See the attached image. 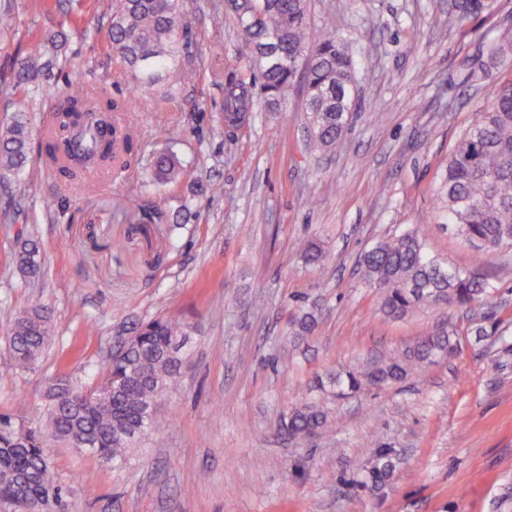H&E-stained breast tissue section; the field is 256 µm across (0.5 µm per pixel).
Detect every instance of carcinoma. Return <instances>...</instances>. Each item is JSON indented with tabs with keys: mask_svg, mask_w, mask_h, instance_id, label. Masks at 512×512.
Here are the masks:
<instances>
[{
	"mask_svg": "<svg viewBox=\"0 0 512 512\" xmlns=\"http://www.w3.org/2000/svg\"><path fill=\"white\" fill-rule=\"evenodd\" d=\"M495 0H451L450 19L456 24L492 7ZM112 49L131 68L152 79L165 73L171 85H180L196 73L179 63L185 38L180 0H111ZM233 18L257 66L264 92L271 99L288 95L302 79L305 112L313 145L334 149L350 125L354 88V49L329 27L313 28L308 0H233ZM62 56V40L54 34L22 58L16 71L20 86L38 84L51 76ZM124 105L92 91H64L52 111L55 130L77 127L94 141L93 129L102 118ZM256 108L253 85L244 80L224 91V119L233 125L250 119ZM31 130L21 118L0 129V176L19 177L28 163ZM137 146L128 132L117 151L98 146L88 155L56 154L45 147V167L74 182L94 176L87 161L98 166L120 163ZM180 163L165 148L155 153L151 179L169 184L178 178ZM442 211L449 224L484 253L512 249V80L499 85L491 103L474 113L471 124L448 155L439 190ZM34 241H22L16 253L19 272L34 276L39 266ZM358 265L366 287L379 294L380 310L397 319L417 308L482 309L477 335L497 333L492 305L493 286L482 259L466 268L445 267L431 257L421 238L407 231L363 252ZM51 314L35 304L9 325L8 346L16 369H32L51 339ZM186 335L179 321L155 319L137 329L125 355L106 362L94 383L86 386L65 375L46 391L53 408L49 419L18 430L23 420L0 413V503L10 512H49L59 502L60 488L44 451V434L67 444L88 441L90 455L112 462L126 460L138 444L122 434L138 423L146 432L166 424L158 401L187 362V354L173 353ZM456 329H442L414 346L361 369L336 373L330 394L338 399L365 387L383 389L406 379L415 369L449 356L456 350ZM294 435L312 433L328 424L325 410L316 404L292 405L285 420Z\"/></svg>",
	"mask_w": 512,
	"mask_h": 512,
	"instance_id": "1",
	"label": "carcinoma"
}]
</instances>
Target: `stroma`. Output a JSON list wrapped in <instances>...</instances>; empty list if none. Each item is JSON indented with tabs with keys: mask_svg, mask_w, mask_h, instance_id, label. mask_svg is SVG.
Listing matches in <instances>:
<instances>
[{
	"mask_svg": "<svg viewBox=\"0 0 512 512\" xmlns=\"http://www.w3.org/2000/svg\"><path fill=\"white\" fill-rule=\"evenodd\" d=\"M108 0L90 30L67 26L75 0H0V125L25 114L33 136L21 177L0 178V411L41 419L61 373L90 380L120 337L168 316L188 326L190 363L162 396L167 421L106 462L48 440L64 512H512V251L486 254L498 332L476 337V316L417 310L390 320L365 288L361 253L413 230L444 264H472L474 248L439 210L448 154L490 103L512 59L470 63L512 33V0L463 25L449 0H310L312 27L358 49L351 127L332 153L308 147L299 90L227 128L224 84L253 81L250 53L225 0H183V64L195 82H143L112 51ZM66 61L35 92L15 62L54 32ZM135 94L125 116L137 160L110 188L65 190L42 164L39 134L59 91ZM182 163L162 186L167 213L150 236L132 233L151 196L153 155ZM224 192L211 194V184ZM33 232L40 275L14 263L19 230ZM316 243L325 259L304 262ZM53 315L54 340L33 369L4 372L7 329L31 298ZM312 313L315 326L293 335ZM460 347L402 383L329 404L332 428L294 438L283 416L317 402L337 371L400 351L442 321ZM394 449L379 483L370 469Z\"/></svg>",
	"mask_w": 512,
	"mask_h": 512,
	"instance_id": "35a3bbf8",
	"label": "stroma"
}]
</instances>
